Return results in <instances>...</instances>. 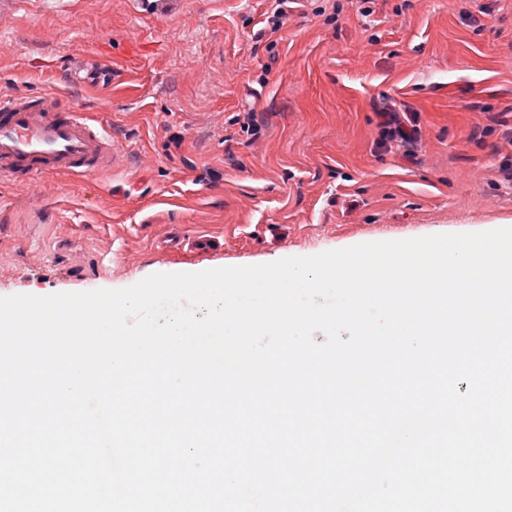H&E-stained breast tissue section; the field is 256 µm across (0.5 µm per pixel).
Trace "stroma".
<instances>
[{
    "mask_svg": "<svg viewBox=\"0 0 512 512\" xmlns=\"http://www.w3.org/2000/svg\"><path fill=\"white\" fill-rule=\"evenodd\" d=\"M272 3L0 13V93L51 96L118 143L97 178L0 180V297L512 228V0H376L367 18L305 0L274 45ZM76 54L111 85L70 81Z\"/></svg>",
    "mask_w": 512,
    "mask_h": 512,
    "instance_id": "1",
    "label": "stroma"
}]
</instances>
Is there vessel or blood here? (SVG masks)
<instances>
[{"mask_svg":"<svg viewBox=\"0 0 512 512\" xmlns=\"http://www.w3.org/2000/svg\"><path fill=\"white\" fill-rule=\"evenodd\" d=\"M116 145L110 130L45 96L0 94V179L88 177L108 173Z\"/></svg>","mask_w":512,"mask_h":512,"instance_id":"b4317fda","label":"vessel or blood"}]
</instances>
